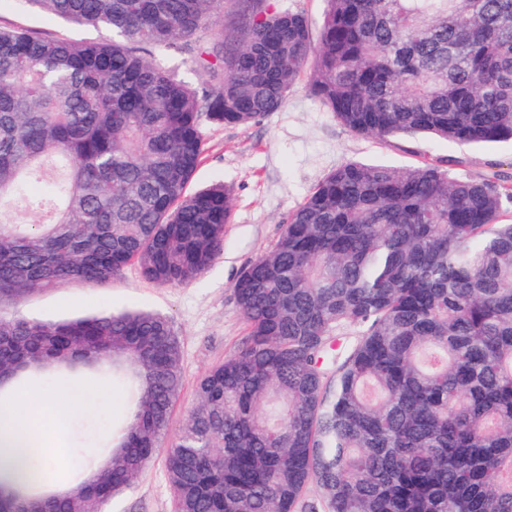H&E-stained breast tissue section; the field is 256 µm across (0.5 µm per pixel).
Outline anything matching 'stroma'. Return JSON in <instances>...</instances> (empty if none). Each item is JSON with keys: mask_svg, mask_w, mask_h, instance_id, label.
<instances>
[{"mask_svg": "<svg viewBox=\"0 0 512 512\" xmlns=\"http://www.w3.org/2000/svg\"><path fill=\"white\" fill-rule=\"evenodd\" d=\"M0 25L33 29L76 41H95L99 32L72 26L60 18L16 0H0ZM299 79L286 104L248 126L204 124L207 150L190 185L198 190L220 181L234 198L224 251L196 280L170 287L147 281L137 266L106 283L68 282L29 291L0 301V316L58 321L105 310H145L169 318L182 352L183 382L174 403L161 452L137 475L132 485L112 499L108 512H175L165 472L163 449L181 434L197 407L196 385L210 367L237 350L247 326L237 307L234 284L241 271L270 250L284 220L314 185L348 161L396 167L431 162L458 180L512 183V141L470 145L427 136L374 139L355 135L309 95ZM93 408L66 398L61 412L70 423L72 466L65 485L83 480L96 465V448L112 440V426L127 415L120 386Z\"/></svg>", "mask_w": 512, "mask_h": 512, "instance_id": "35a3bbf8", "label": "stroma"}]
</instances>
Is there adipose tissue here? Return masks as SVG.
I'll return each mask as SVG.
<instances>
[{"mask_svg":"<svg viewBox=\"0 0 512 512\" xmlns=\"http://www.w3.org/2000/svg\"><path fill=\"white\" fill-rule=\"evenodd\" d=\"M57 400L44 387H27L14 397L0 421V468L17 474L16 446L29 441L38 464L54 478L66 472L69 461L67 433L55 420Z\"/></svg>","mask_w":512,"mask_h":512,"instance_id":"obj_1","label":"adipose tissue"}]
</instances>
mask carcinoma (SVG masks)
Wrapping results in <instances>:
<instances>
[{
    "label": "carcinoma",
    "instance_id": "obj_1",
    "mask_svg": "<svg viewBox=\"0 0 512 512\" xmlns=\"http://www.w3.org/2000/svg\"><path fill=\"white\" fill-rule=\"evenodd\" d=\"M23 2L104 38L0 26V300L132 263L158 286L205 273L233 196L188 192L203 124L279 111L309 62L310 94L358 136L512 139V0H327L316 45L271 0ZM506 199L512 185L431 163L321 179L234 284L247 336L199 378L166 451L176 512H296L311 482L329 512H512ZM17 207L39 221L6 219ZM75 358L112 368L131 416L91 487L54 491L29 457L31 478L0 475L38 512H106L157 454L182 386L160 314L0 316V390Z\"/></svg>",
    "mask_w": 512,
    "mask_h": 512
}]
</instances>
